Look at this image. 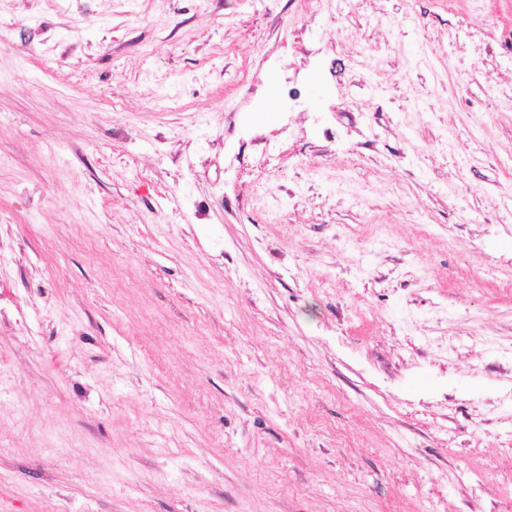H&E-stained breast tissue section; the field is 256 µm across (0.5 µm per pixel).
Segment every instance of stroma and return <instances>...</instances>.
<instances>
[{
    "label": "stroma",
    "instance_id": "stroma-1",
    "mask_svg": "<svg viewBox=\"0 0 512 512\" xmlns=\"http://www.w3.org/2000/svg\"><path fill=\"white\" fill-rule=\"evenodd\" d=\"M493 471L512 0H0V512H512Z\"/></svg>",
    "mask_w": 512,
    "mask_h": 512
}]
</instances>
